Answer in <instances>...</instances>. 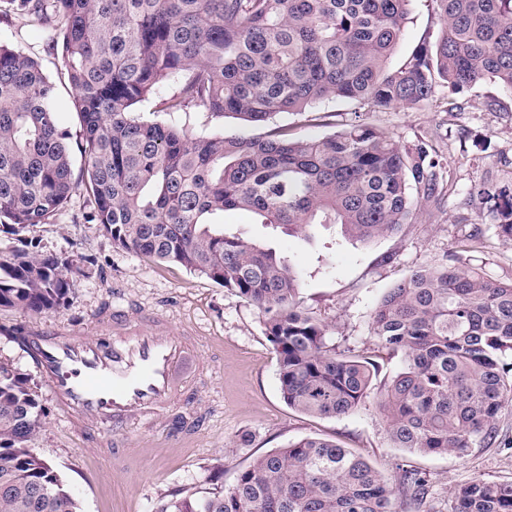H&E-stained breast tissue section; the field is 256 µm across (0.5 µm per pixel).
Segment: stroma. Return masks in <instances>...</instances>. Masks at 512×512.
<instances>
[{"instance_id": "stroma-1", "label": "stroma", "mask_w": 512, "mask_h": 512, "mask_svg": "<svg viewBox=\"0 0 512 512\" xmlns=\"http://www.w3.org/2000/svg\"><path fill=\"white\" fill-rule=\"evenodd\" d=\"M438 31L432 0H411L391 65H399L424 37ZM0 42L36 58L47 75L57 77L62 59L48 53L44 32L33 17L12 13L0 23ZM489 95L499 97L497 111L484 110ZM467 99L461 112L448 111L438 95L425 105L386 112H363L358 102L339 99L328 103V117L316 122L297 112L276 116V124L296 136L316 137L340 130L359 114L403 144L432 143L451 161V189L438 199L420 201L414 223L403 225L396 235L361 244L343 240L339 227L328 225L316 227L308 241L256 223L249 213L224 214L226 233L269 242L289 257L301 277V301L329 324L339 349L376 361L378 374L368 396L357 410L340 417H313L289 408L281 398L277 357L262 313L204 275L113 244L93 220L84 188L76 189L51 223L17 231L0 226V252L34 249L76 267L59 308L34 313L0 307V363L32 376L44 413L31 446L59 473L80 512H157L175 495L225 490L255 458L309 436L333 440L363 456L393 485L402 460L424 473L429 493L419 510H411L399 495L395 512H451L449 493L455 487L478 480L512 482V403L502 411L498 443L461 457L410 455L393 447L378 411L384 382L402 365L370 332L369 316L389 288L413 269L445 262L475 224L482 225L484 242L463 253V263L496 278H512V241L497 237L475 191L512 177V94L487 82ZM175 121L197 135L221 131L262 137L267 132L261 125L215 119L204 112H182ZM115 309L158 316L172 328L201 337V368L193 384L202 419L183 440L171 439L165 423L142 420L128 429L130 447L114 452L90 444L55 407L29 358L5 336L15 328L37 327L90 333Z\"/></svg>"}]
</instances>
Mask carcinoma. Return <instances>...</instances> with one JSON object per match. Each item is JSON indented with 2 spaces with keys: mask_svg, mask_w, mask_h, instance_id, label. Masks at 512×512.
<instances>
[{
  "mask_svg": "<svg viewBox=\"0 0 512 512\" xmlns=\"http://www.w3.org/2000/svg\"><path fill=\"white\" fill-rule=\"evenodd\" d=\"M54 32L58 80L37 59L0 44V225L47 224L85 186L112 242L207 276L256 306L277 354L288 407L321 418L354 411L377 368L336 351L328 325L302 306L300 276L264 243L224 233L215 217L245 210L259 223L312 238L337 224L363 244L412 223L441 194L433 144L401 143L356 120L317 138L286 128L263 137L195 135L133 108L156 93L169 116L206 112L265 125L281 112L355 100L380 110L456 96L484 82L512 93V0H434L439 32L389 66L410 0H4ZM70 87L80 131L60 129L58 85ZM83 167L74 173L73 156ZM498 237L512 240V180L481 186ZM482 238L473 225L446 262L412 271L370 315L381 348L403 367L379 410L394 447L458 455L497 443L512 399V279L462 264ZM68 262L35 251L0 254V307L61 306ZM43 413L31 379L0 363V512H79L59 473L30 447ZM387 485L364 458L307 437L256 458L231 488L189 495L158 512H394L400 493L421 503L427 479L397 465ZM453 512H512V483L452 492Z\"/></svg>",
  "mask_w": 512,
  "mask_h": 512,
  "instance_id": "obj_1",
  "label": "carcinoma"
}]
</instances>
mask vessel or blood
<instances>
[{"instance_id":"1","label":"vessel or blood","mask_w":512,"mask_h":512,"mask_svg":"<svg viewBox=\"0 0 512 512\" xmlns=\"http://www.w3.org/2000/svg\"><path fill=\"white\" fill-rule=\"evenodd\" d=\"M111 320L112 329L93 334L32 329L22 349L80 434L122 448L129 421L176 416L190 404L193 393L181 390L180 373L199 339L162 319L147 327L117 310Z\"/></svg>"}]
</instances>
